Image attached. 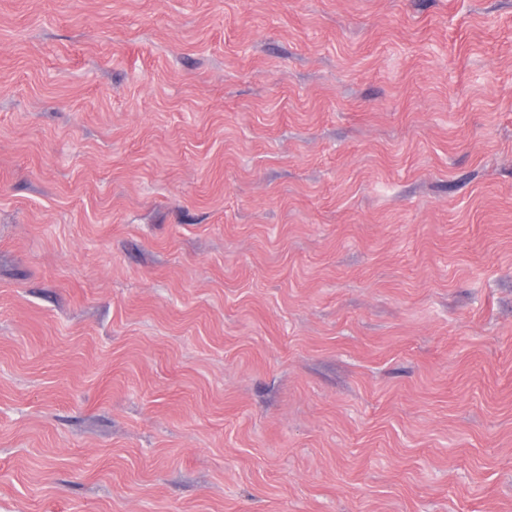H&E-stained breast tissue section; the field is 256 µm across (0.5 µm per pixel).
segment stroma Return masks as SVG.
Wrapping results in <instances>:
<instances>
[{
    "label": "stroma",
    "mask_w": 512,
    "mask_h": 512,
    "mask_svg": "<svg viewBox=\"0 0 512 512\" xmlns=\"http://www.w3.org/2000/svg\"><path fill=\"white\" fill-rule=\"evenodd\" d=\"M0 512H512V0H0Z\"/></svg>",
    "instance_id": "35a3bbf8"
}]
</instances>
